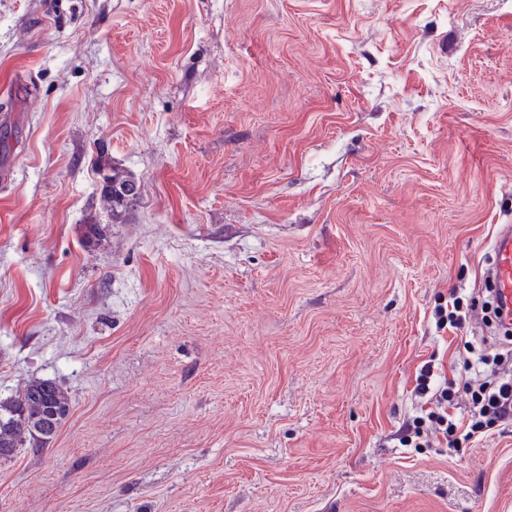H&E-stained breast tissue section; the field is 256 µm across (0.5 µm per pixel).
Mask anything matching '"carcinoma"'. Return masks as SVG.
Returning a JSON list of instances; mask_svg holds the SVG:
<instances>
[{"label":"carcinoma","mask_w":512,"mask_h":512,"mask_svg":"<svg viewBox=\"0 0 512 512\" xmlns=\"http://www.w3.org/2000/svg\"><path fill=\"white\" fill-rule=\"evenodd\" d=\"M101 194L113 215L127 207L120 187L134 181L108 160L99 164ZM70 414L68 394L52 381L36 380L17 400H0V448H44L56 436Z\"/></svg>","instance_id":"carcinoma-1"}]
</instances>
